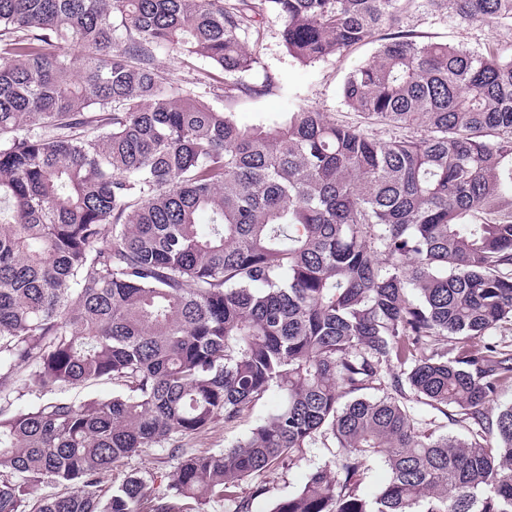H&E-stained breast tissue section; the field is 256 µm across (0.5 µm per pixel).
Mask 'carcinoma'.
I'll return each mask as SVG.
<instances>
[{"instance_id":"1","label":"carcinoma","mask_w":512,"mask_h":512,"mask_svg":"<svg viewBox=\"0 0 512 512\" xmlns=\"http://www.w3.org/2000/svg\"><path fill=\"white\" fill-rule=\"evenodd\" d=\"M401 2L0 0V403L22 367L30 392L121 387L0 409V512H252L265 485L241 484L328 438L333 459L269 512H512V404L490 413L512 349L488 340L512 323V44L397 29L346 77L356 125L301 108L241 127L156 65L171 48L249 72L267 10L311 64ZM425 2L512 27V0ZM274 389L231 447L181 445ZM151 448L168 472L99 495ZM371 459L388 480L369 497ZM39 486L59 492L33 504ZM117 387L110 381H101L96 384L77 386L66 389L63 393L67 398L80 402L89 398H108L112 396Z\"/></svg>"}]
</instances>
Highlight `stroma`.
<instances>
[{
  "label": "stroma",
  "instance_id": "obj_1",
  "mask_svg": "<svg viewBox=\"0 0 512 512\" xmlns=\"http://www.w3.org/2000/svg\"><path fill=\"white\" fill-rule=\"evenodd\" d=\"M263 41L259 62L244 74L229 75L215 69L203 59H186L176 52L163 49L156 56V63L163 71L172 73L184 86L214 108L231 113L242 126L268 123L282 119L299 108H315L333 120L359 123L360 118L344 102L343 83L348 72L369 61L390 34L389 28L376 31L371 43L351 50L340 57L303 65L289 56L281 39L283 20L273 12H266L263 19ZM403 29L413 31L420 40L449 43L473 52L485 47L512 41V28L481 23L460 24L447 15L431 11L422 0H415L405 13ZM275 80L273 91L261 97L240 96L225 98L223 84L259 83L265 77ZM280 402L278 391H271L234 426L215 425L211 429L183 438L184 447L198 451L221 448L243 437L259 420L271 414ZM331 449L323 444L304 449L290 467H272L261 481L266 486L263 498L255 500L253 512H268L277 499L295 493L307 475L328 463Z\"/></svg>",
  "mask_w": 512,
  "mask_h": 512
}]
</instances>
